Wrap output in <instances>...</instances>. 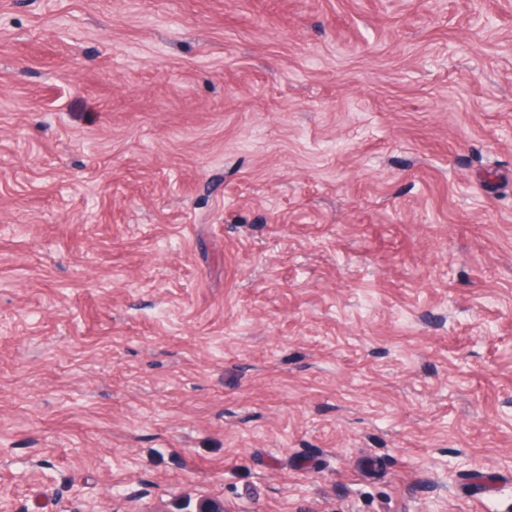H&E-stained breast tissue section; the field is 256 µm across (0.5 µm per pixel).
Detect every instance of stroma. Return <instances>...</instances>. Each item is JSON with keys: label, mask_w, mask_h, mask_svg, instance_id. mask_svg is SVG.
Listing matches in <instances>:
<instances>
[{"label": "stroma", "mask_w": 512, "mask_h": 512, "mask_svg": "<svg viewBox=\"0 0 512 512\" xmlns=\"http://www.w3.org/2000/svg\"><path fill=\"white\" fill-rule=\"evenodd\" d=\"M512 512V0H0V507Z\"/></svg>", "instance_id": "1"}]
</instances>
